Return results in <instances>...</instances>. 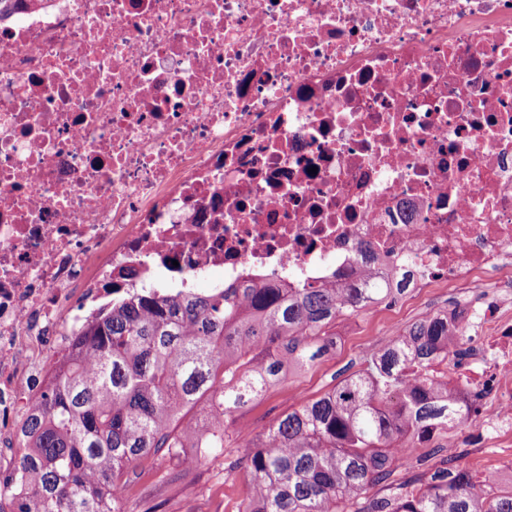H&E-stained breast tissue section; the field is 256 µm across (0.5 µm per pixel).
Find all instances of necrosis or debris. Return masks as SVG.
Masks as SVG:
<instances>
[{
    "mask_svg": "<svg viewBox=\"0 0 512 512\" xmlns=\"http://www.w3.org/2000/svg\"><path fill=\"white\" fill-rule=\"evenodd\" d=\"M454 295L459 448L512 477V0H47L0 24V512L98 313L259 273Z\"/></svg>",
    "mask_w": 512,
    "mask_h": 512,
    "instance_id": "4bbe7bcc",
    "label": "necrosis or debris"
}]
</instances>
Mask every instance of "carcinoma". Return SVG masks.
<instances>
[{
	"instance_id": "obj_1",
	"label": "carcinoma",
	"mask_w": 512,
	"mask_h": 512,
	"mask_svg": "<svg viewBox=\"0 0 512 512\" xmlns=\"http://www.w3.org/2000/svg\"><path fill=\"white\" fill-rule=\"evenodd\" d=\"M401 292L368 273L340 287L143 291L104 309L24 421L17 455L29 493L18 512H128L131 464L152 456L163 471L185 448L224 452V420L287 367L326 356L339 318L389 307ZM457 337L448 311L429 314L322 396L283 411L249 444L252 492L238 512H512V486L477 488L460 455L395 479L407 463L392 448L414 451L439 426L466 422L460 391L420 375ZM203 401L224 409L207 429L194 415Z\"/></svg>"
}]
</instances>
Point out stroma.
Returning a JSON list of instances; mask_svg holds the SVG:
<instances>
[{"label":"stroma","mask_w":512,"mask_h":512,"mask_svg":"<svg viewBox=\"0 0 512 512\" xmlns=\"http://www.w3.org/2000/svg\"><path fill=\"white\" fill-rule=\"evenodd\" d=\"M430 311L426 299L419 296L392 308H372L338 320V327L348 329L349 334L337 343L335 351L313 367L290 370L252 405L230 417L223 453L194 466L175 463L180 477L172 482L162 478L152 458L138 461V477L129 494L131 502L158 505L159 512H236L237 503L249 491V483L243 470H230L229 465L245 458L250 439L281 412L320 396L335 381L357 370L375 339L407 327Z\"/></svg>","instance_id":"35a3bbf8"}]
</instances>
